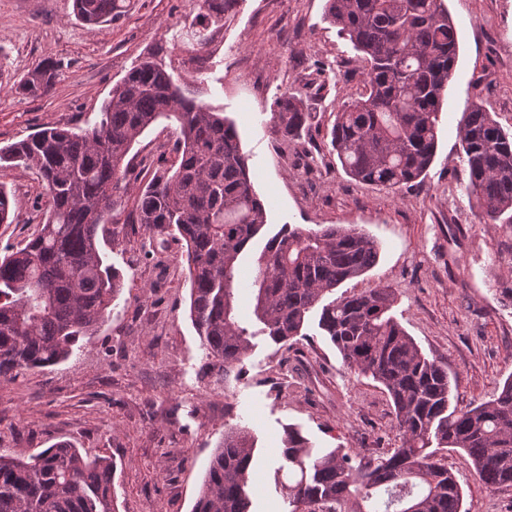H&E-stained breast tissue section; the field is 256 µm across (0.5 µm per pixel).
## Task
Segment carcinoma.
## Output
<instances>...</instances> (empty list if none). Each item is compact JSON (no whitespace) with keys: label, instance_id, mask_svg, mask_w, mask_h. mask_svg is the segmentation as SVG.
Returning a JSON list of instances; mask_svg holds the SVG:
<instances>
[{"label":"carcinoma","instance_id":"1","mask_svg":"<svg viewBox=\"0 0 512 512\" xmlns=\"http://www.w3.org/2000/svg\"><path fill=\"white\" fill-rule=\"evenodd\" d=\"M232 2L196 0V50ZM125 9V0H73L75 16L89 25ZM324 19L363 62L361 87L335 113L331 152L357 181L388 190L413 184L436 156L442 96L459 50L443 0H325ZM57 68L44 60L17 90L47 94ZM187 85L148 56L112 86L93 127H46L0 148V169L35 170L46 196L45 223L0 255V377L68 360L108 319L121 282L99 250V234L111 224L119 235L115 212L130 192L126 157L162 119L174 136V160L161 154L157 172L135 188L132 223L153 251L166 235L183 242L190 318L205 362L225 374L242 362L256 332L238 314L239 259L267 214L234 122L186 95ZM272 121L283 137L300 135L309 122L302 97L283 95ZM459 140L467 194L482 217L512 224V133L475 103ZM379 256L378 243L354 225L285 224L256 258L251 314L259 333L288 349L316 318L344 364L384 387L400 435L398 447L355 459L286 427L274 479L290 512H461V487L439 456L448 448L470 457L485 488L512 486V375L492 400L453 406L456 379L394 317L392 289L336 295ZM255 453L250 428H225L194 512H252ZM113 472L111 459L84 455L67 441L28 459L0 453V512H116Z\"/></svg>","mask_w":512,"mask_h":512}]
</instances>
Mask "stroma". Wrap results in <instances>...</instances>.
<instances>
[{
  "mask_svg": "<svg viewBox=\"0 0 512 512\" xmlns=\"http://www.w3.org/2000/svg\"><path fill=\"white\" fill-rule=\"evenodd\" d=\"M117 19L89 26L72 0H0V147L47 126L87 128L113 87L148 53L198 72L197 101L223 111L240 132L267 225L240 258V317L251 322L255 258L282 225H354L380 246L378 265L343 283L348 292L382 284L394 315L458 384L459 407L492 399L512 375V225L484 224L468 201L459 124L482 103L512 131V0H444L459 54L444 94L435 160L411 187L392 192L350 178L330 155L327 132L339 103L356 93L362 64L324 18L325 0H234L199 52L177 35L194 0H127ZM58 61L50 92L17 84L44 59ZM298 92L310 114L297 140L271 120L276 100ZM165 123L133 148L131 186L154 173L171 148ZM18 218L0 224V249L23 242L43 220L34 170H0ZM123 285L95 336L67 360L0 379V452L30 457L67 441L111 458L118 512H192L225 425L257 436L254 512H288L274 471L284 429L299 427L316 447L379 454L399 432L383 387L357 376L317 328L293 348L252 337L229 374L203 373L201 340L189 317L187 263L168 240L156 260L141 237L101 238ZM463 493L462 512H512V487L487 491L470 458L447 451Z\"/></svg>",
  "mask_w": 512,
  "mask_h": 512,
  "instance_id": "obj_1",
  "label": "stroma"
}]
</instances>
